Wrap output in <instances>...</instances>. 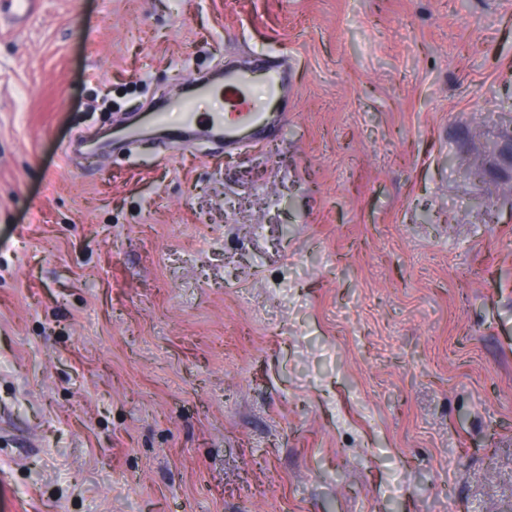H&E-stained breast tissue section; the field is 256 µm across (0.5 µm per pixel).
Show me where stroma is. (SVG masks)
Instances as JSON below:
<instances>
[{
	"label": "stroma",
	"instance_id": "obj_1",
	"mask_svg": "<svg viewBox=\"0 0 512 512\" xmlns=\"http://www.w3.org/2000/svg\"><path fill=\"white\" fill-rule=\"evenodd\" d=\"M287 51L286 136L66 162ZM512 0H41L0 30V512H512Z\"/></svg>",
	"mask_w": 512,
	"mask_h": 512
}]
</instances>
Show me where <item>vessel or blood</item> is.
Instances as JSON below:
<instances>
[{
    "mask_svg": "<svg viewBox=\"0 0 512 512\" xmlns=\"http://www.w3.org/2000/svg\"><path fill=\"white\" fill-rule=\"evenodd\" d=\"M38 10L39 0H0V19H11L20 27L27 26ZM215 94L224 98L223 111H195L196 99ZM293 94L287 54L258 53L248 64H225L220 82L198 76L187 93L166 109L149 113L148 120L164 131L167 143L184 147L196 141L211 143L233 155L264 147L284 134Z\"/></svg>",
    "mask_w": 512,
    "mask_h": 512,
    "instance_id": "vessel-or-blood-1",
    "label": "vessel or blood"
}]
</instances>
